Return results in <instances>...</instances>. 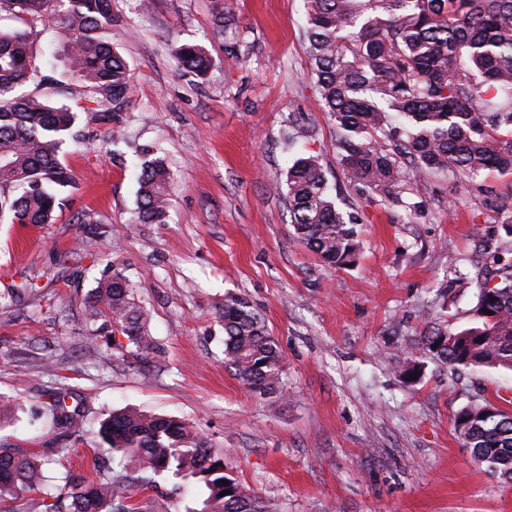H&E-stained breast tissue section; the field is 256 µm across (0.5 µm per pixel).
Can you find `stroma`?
<instances>
[{
    "mask_svg": "<svg viewBox=\"0 0 512 512\" xmlns=\"http://www.w3.org/2000/svg\"><path fill=\"white\" fill-rule=\"evenodd\" d=\"M212 0H112V41L130 68L120 133L86 126L62 161L76 186L53 223H0V402L11 408L0 444L13 452L73 445L76 480L94 479L100 423L134 408L181 418L224 470L279 512H512V485L473 459L454 430L463 406L512 396V370H449L426 360L406 381L398 366L425 331L474 326V235L512 253L501 211L512 175L473 181L408 174L398 199L349 184L337 129L323 112L304 39V0H235L223 33ZM212 58L202 76L177 70L175 47ZM297 124L305 137L285 148ZM170 165L166 223L139 224V150ZM319 156L343 214L356 218L353 265L325 266L294 236L279 191L301 155ZM163 346L155 361L116 350L118 333L86 337L83 299L106 276L111 251ZM38 293L15 295L25 282ZM246 298L284 359V387L263 395L224 364L227 295ZM62 368L82 416L74 437L36 415ZM168 497L196 512L203 487L170 477L134 495L140 512Z\"/></svg>",
    "mask_w": 512,
    "mask_h": 512,
    "instance_id": "1",
    "label": "stroma"
}]
</instances>
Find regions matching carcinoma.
<instances>
[{"label":"carcinoma","instance_id":"cac0c4a2","mask_svg":"<svg viewBox=\"0 0 512 512\" xmlns=\"http://www.w3.org/2000/svg\"><path fill=\"white\" fill-rule=\"evenodd\" d=\"M311 77L324 111L336 123V150L346 180L392 195L407 169L418 176L460 173L472 180L485 170L512 175V0H305ZM25 14L34 24L50 20L64 42L62 65L86 95L61 101V84H47L32 64L31 32L0 29V219L12 224H51L58 193L73 186L60 159L66 139L80 142L79 113L117 123L132 86L129 67L112 44V0H0V14ZM230 6L212 0L213 24L224 31ZM177 67L196 75L211 65L198 44L174 49ZM33 83L35 91L18 89ZM171 172L162 157L142 160L137 223L168 217ZM296 237L327 266L355 263L356 225L345 221L329 194L315 155L297 158L280 187ZM500 282L480 283L476 325L448 334L436 329L417 340L422 355L455 370H512V256L495 254ZM87 335L98 322L115 327L136 351L161 358L150 334L149 311L136 302L124 269L112 265L84 299ZM224 322V362L245 387L274 394L283 357L265 321L248 300L229 295ZM66 382L46 394L44 414L61 428L76 422ZM492 403L470 404L454 416V429L487 471L512 483V413ZM125 475L148 488L156 476L194 478L206 490L198 512H272L224 473V460L184 420L116 411L99 429ZM73 449L29 454L0 448V512L25 500L26 512H138L131 492L112 487L96 465L90 484L57 494L42 492L46 472H70Z\"/></svg>","mask_w":512,"mask_h":512}]
</instances>
